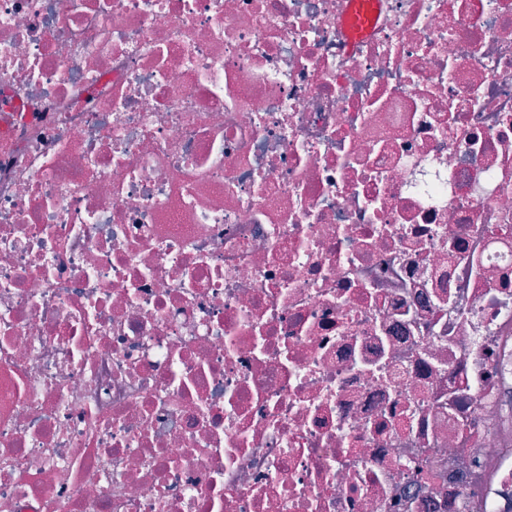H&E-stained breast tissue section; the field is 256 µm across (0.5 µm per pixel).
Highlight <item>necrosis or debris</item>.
Masks as SVG:
<instances>
[{
  "instance_id": "4bbe7bcc",
  "label": "necrosis or debris",
  "mask_w": 512,
  "mask_h": 512,
  "mask_svg": "<svg viewBox=\"0 0 512 512\" xmlns=\"http://www.w3.org/2000/svg\"><path fill=\"white\" fill-rule=\"evenodd\" d=\"M347 14L0 0V512H512V0ZM384 0H349L350 34L354 39L366 36L381 13Z\"/></svg>"
}]
</instances>
